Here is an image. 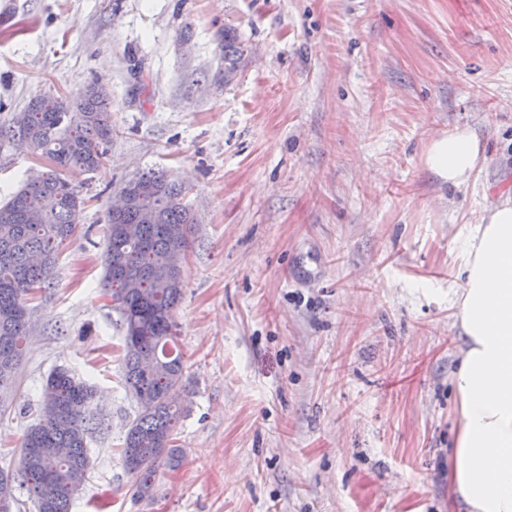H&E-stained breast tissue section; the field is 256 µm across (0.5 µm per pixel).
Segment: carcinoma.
<instances>
[{
  "label": "carcinoma",
  "mask_w": 512,
  "mask_h": 512,
  "mask_svg": "<svg viewBox=\"0 0 512 512\" xmlns=\"http://www.w3.org/2000/svg\"><path fill=\"white\" fill-rule=\"evenodd\" d=\"M25 136L51 168L30 179L0 204V392L13 382L27 336L31 291L53 279L56 254L77 228L83 199L65 177L92 172L112 142L108 95L93 84L69 101L37 97L0 125V140ZM126 210L107 213L105 281L125 325L124 383L138 407L122 456L135 494L153 495L161 466L184 458L174 431L185 409L171 400L182 386L184 356L177 347L174 311L185 287L184 260L196 218L183 203L184 189L165 174L149 172L124 185ZM93 392L66 368L48 376L39 417L30 425L18 460L37 512H70L83 485L88 417Z\"/></svg>",
  "instance_id": "1"
}]
</instances>
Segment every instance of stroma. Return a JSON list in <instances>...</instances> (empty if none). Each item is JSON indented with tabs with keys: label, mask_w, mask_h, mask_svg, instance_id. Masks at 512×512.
Listing matches in <instances>:
<instances>
[{
	"label": "stroma",
	"mask_w": 512,
	"mask_h": 512,
	"mask_svg": "<svg viewBox=\"0 0 512 512\" xmlns=\"http://www.w3.org/2000/svg\"><path fill=\"white\" fill-rule=\"evenodd\" d=\"M95 82L108 159L69 175L84 205L28 301L0 470L62 366L108 402L71 512H448V290L456 238L512 191V0H0V125ZM463 126L483 153L457 189L425 152ZM46 165L0 145V201ZM154 171L198 222L175 311L184 460L140 500L103 275L112 198Z\"/></svg>",
	"instance_id": "obj_1"
}]
</instances>
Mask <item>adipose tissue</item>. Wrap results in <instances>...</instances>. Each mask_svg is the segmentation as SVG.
<instances>
[{"label":"adipose tissue","instance_id":"1","mask_svg":"<svg viewBox=\"0 0 512 512\" xmlns=\"http://www.w3.org/2000/svg\"><path fill=\"white\" fill-rule=\"evenodd\" d=\"M482 147L459 128L431 141L428 169L468 185ZM450 298L463 346L453 373L449 498L459 512H512V194L478 214L460 244Z\"/></svg>","mask_w":512,"mask_h":512}]
</instances>
